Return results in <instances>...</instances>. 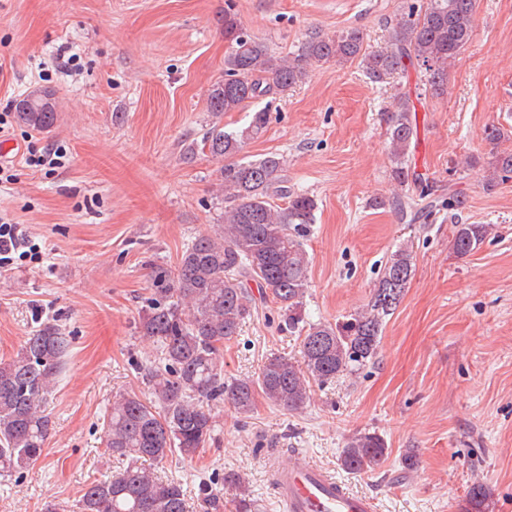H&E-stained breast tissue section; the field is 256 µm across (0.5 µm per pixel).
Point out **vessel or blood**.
Wrapping results in <instances>:
<instances>
[{"mask_svg": "<svg viewBox=\"0 0 512 512\" xmlns=\"http://www.w3.org/2000/svg\"><path fill=\"white\" fill-rule=\"evenodd\" d=\"M276 491L283 512H376L371 498L346 488L303 455L279 468Z\"/></svg>", "mask_w": 512, "mask_h": 512, "instance_id": "1", "label": "vessel or blood"}]
</instances>
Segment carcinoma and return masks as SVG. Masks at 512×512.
<instances>
[{
  "label": "carcinoma",
  "mask_w": 512,
  "mask_h": 512,
  "mask_svg": "<svg viewBox=\"0 0 512 512\" xmlns=\"http://www.w3.org/2000/svg\"><path fill=\"white\" fill-rule=\"evenodd\" d=\"M477 0H427L425 8L409 6L392 27L385 47L367 52L363 34L351 28L334 36L312 32L288 57L275 56L262 40L248 34L232 7L224 9V81L211 86L208 109L219 118L245 104L283 92L309 69L328 62H356L377 83L410 68L423 72L431 93H448V66L469 43ZM272 102L252 112L247 126L232 132L216 123L202 140L220 168V187L229 205L212 233L185 247L173 269L152 270L149 296L139 311L138 329L156 351L148 372L149 400L135 391L112 400L103 427L109 455L127 461L117 475L95 480L82 489L78 512H187L181 484L158 475V465L177 452L194 457L217 428L213 406L230 403L250 413L257 397L298 411L310 402L309 380L321 384L351 374L374 358L386 318L402 301L415 273L413 256L398 248L386 262L368 308L334 326L302 317L309 258L304 240L314 223L317 202L283 185L285 160L270 154L258 160L235 159L247 141L260 137L270 120ZM407 97L386 112L392 162L390 177L405 188L420 177L411 167L417 123ZM16 119L45 132L58 119V99L48 88L16 102ZM512 177V150L500 151L488 163L486 187ZM288 199L281 208L272 198ZM487 224H457L452 250L466 256L488 236ZM255 283L279 304L288 328L303 335L301 360L274 355L257 379H224V341L238 335L250 314L248 291ZM70 341L45 322L27 337L15 357L0 359V471L17 472L41 457L50 435L46 403L64 365ZM387 458L376 434L354 437L342 450L340 466L351 474L373 469ZM202 502L221 512L224 497L212 485L199 486ZM491 492L474 483L462 512H490Z\"/></svg>",
  "instance_id": "cac0c4a2"
}]
</instances>
